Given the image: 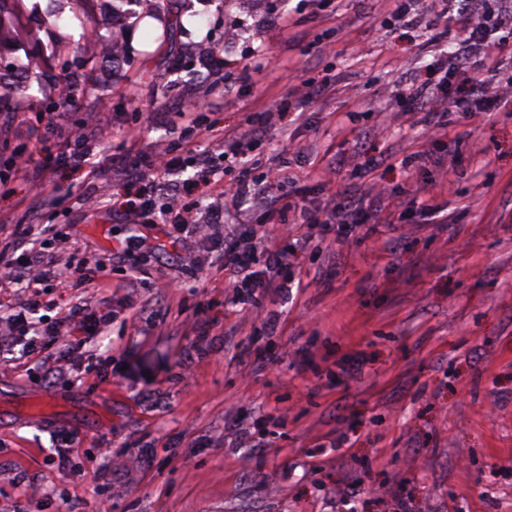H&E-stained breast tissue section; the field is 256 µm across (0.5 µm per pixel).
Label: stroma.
Instances as JSON below:
<instances>
[{
  "label": "stroma",
  "instance_id": "obj_1",
  "mask_svg": "<svg viewBox=\"0 0 512 512\" xmlns=\"http://www.w3.org/2000/svg\"><path fill=\"white\" fill-rule=\"evenodd\" d=\"M119 3L16 0L4 13L23 32L0 42V96L24 107L0 115V167L25 150L56 203L35 206L28 183L11 180L0 215L71 225L50 251L104 268L113 287L87 290L110 320L76 349L0 368V512H95L102 499L112 512H512V116L455 122L441 144L422 120L382 129L378 88L424 79L431 55L386 0H169L116 24ZM88 27L124 40V56L89 59ZM257 51L269 61L260 72L249 67ZM227 59L239 79L225 80ZM20 64L30 86L13 79ZM292 71L334 85L287 133L260 131L245 159H225V133L285 96ZM353 85L362 96L351 101ZM60 96L70 120L104 113L113 147L134 135L138 152L172 149V180H192L194 198L242 164L260 180L276 166L280 192L309 188L314 211L338 186L377 181L388 221L357 229L350 247L283 225L293 285L257 307L233 302L208 243L171 242L160 224L133 279L112 203L167 199L127 182L135 154L94 178L68 165L47 127ZM189 111L198 130L184 128ZM292 138L307 153L290 154ZM355 152L364 174L340 168L321 185L328 164ZM429 197L447 223H416ZM72 431L80 440L61 470L51 456Z\"/></svg>",
  "mask_w": 512,
  "mask_h": 512
}]
</instances>
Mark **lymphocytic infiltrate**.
<instances>
[{"label": "lymphocytic infiltrate", "instance_id": "obj_1", "mask_svg": "<svg viewBox=\"0 0 512 512\" xmlns=\"http://www.w3.org/2000/svg\"><path fill=\"white\" fill-rule=\"evenodd\" d=\"M472 20L467 36L457 37L451 24L447 0H429L427 11L433 18L430 40L436 44L426 63V77L419 85H408L397 94L404 113L429 112L434 138L445 137L449 116L466 121L491 112H512V74L502 75L504 54L512 46V0H468ZM317 96L313 85L294 79L288 88L287 103L268 105L258 113V127L286 130L288 108L302 110ZM63 158L74 168L98 175L110 156L112 141L96 112L84 113L77 123L60 129ZM273 186L256 181L250 168H241L228 186H215L207 205L188 202L191 184H170L165 188L169 202L163 214H155L150 199L139 197L113 205L114 214L124 217L130 234L121 244V254L134 273H141V255L151 246L150 229L155 222L166 226L171 239L184 233L212 241L224 253V268L242 304H256L261 294L283 288L288 283L291 251L273 229L281 224H306L318 228L323 237L348 243L351 226L368 223L375 217L382 197L378 183L363 191L349 188L328 198L321 211L313 212L292 197L273 195ZM233 195L261 208L263 223L254 225L238 239L225 240L219 229L224 224V197ZM106 286L105 276L91 272L74 260L59 262L34 237L30 225L14 227V238L0 244V290L16 289L24 301L18 313L8 316L7 328H0V347H10L15 337H28L29 347L48 350L63 337L90 330L104 323L87 303L72 302L54 324L41 325L33 319L39 309L43 288L56 286L78 292L90 285Z\"/></svg>", "mask_w": 512, "mask_h": 512}]
</instances>
